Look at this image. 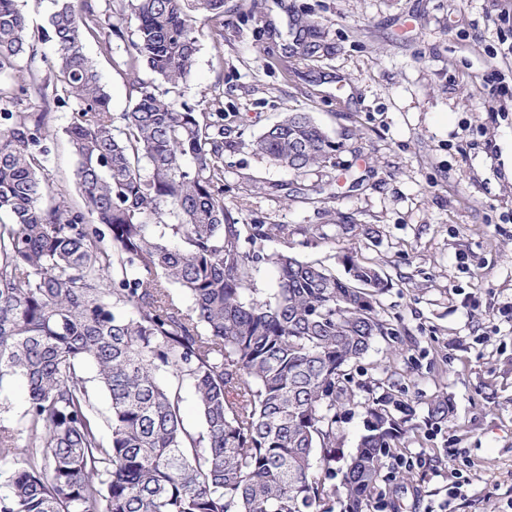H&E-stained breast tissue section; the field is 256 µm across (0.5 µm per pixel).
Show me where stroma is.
<instances>
[{
  "label": "stroma",
  "instance_id": "stroma-1",
  "mask_svg": "<svg viewBox=\"0 0 512 512\" xmlns=\"http://www.w3.org/2000/svg\"><path fill=\"white\" fill-rule=\"evenodd\" d=\"M93 2L102 24L123 31L108 54L84 43L118 114L136 97L124 62L137 22L126 0ZM290 7L321 49L287 63L278 34ZM198 44L187 84L139 76L196 111L223 113L225 207L246 224L287 225V240L251 245L254 288L274 287L265 257L283 250L341 277L353 251L388 281L379 306L404 352L388 355L380 338L354 365L338 457L349 461L364 404L388 390L414 401L419 429L404 453L423 459L384 468L379 491L393 512L442 502L448 512H512V0H225L223 37L207 26ZM54 60L42 43L35 59L0 72V105L11 107L24 72L53 84ZM21 109L48 110L46 172L77 200L70 107L34 98ZM288 112L309 113L339 142L335 165L300 174L256 154L254 140ZM441 397L451 412L428 423L427 404Z\"/></svg>",
  "mask_w": 512,
  "mask_h": 512
}]
</instances>
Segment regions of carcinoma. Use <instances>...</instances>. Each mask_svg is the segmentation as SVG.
<instances>
[{
  "label": "carcinoma",
  "instance_id": "obj_1",
  "mask_svg": "<svg viewBox=\"0 0 512 512\" xmlns=\"http://www.w3.org/2000/svg\"><path fill=\"white\" fill-rule=\"evenodd\" d=\"M129 5L138 97L117 116L83 42L108 52L119 27H103L91 0H57L35 39L18 0H0V70L34 57L39 40L55 47L80 196L67 204L44 175L47 113L1 112L0 382L21 378L27 407L26 437L0 421V461L13 465L0 512H366L386 459L419 429L412 402L381 394L336 480L351 367L378 337L399 336L378 306L387 281L351 252L345 278L276 252L277 287L252 297L257 255L244 241L284 240L288 225L243 224L224 207V113L139 77L143 63L187 81L197 33L224 0ZM288 18L282 57L316 52L315 30ZM253 148L299 172L336 165V142L307 112L287 113ZM86 364L110 400L106 435ZM185 381L199 430L181 416ZM449 411L435 399L427 421Z\"/></svg>",
  "mask_w": 512,
  "mask_h": 512
}]
</instances>
